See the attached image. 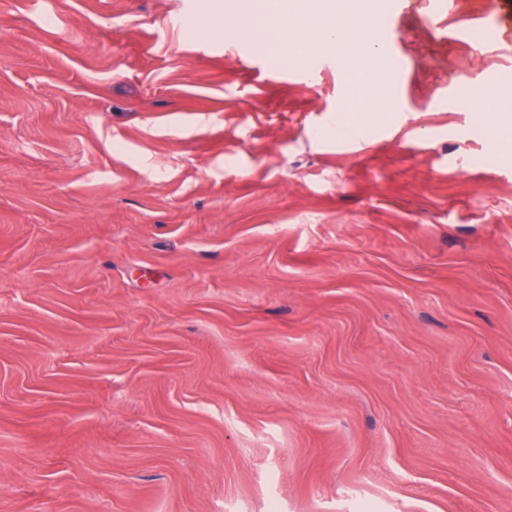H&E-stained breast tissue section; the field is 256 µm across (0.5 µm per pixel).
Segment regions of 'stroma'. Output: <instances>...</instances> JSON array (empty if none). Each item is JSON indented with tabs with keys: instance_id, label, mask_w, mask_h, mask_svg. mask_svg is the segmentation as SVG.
Returning a JSON list of instances; mask_svg holds the SVG:
<instances>
[{
	"instance_id": "obj_1",
	"label": "stroma",
	"mask_w": 512,
	"mask_h": 512,
	"mask_svg": "<svg viewBox=\"0 0 512 512\" xmlns=\"http://www.w3.org/2000/svg\"><path fill=\"white\" fill-rule=\"evenodd\" d=\"M512 0H381L390 122L212 0H0V512H512ZM473 112H495V116L500 117L502 128L507 129L512 124V109L508 105L506 110L500 98L484 97L478 103L471 106Z\"/></svg>"
}]
</instances>
